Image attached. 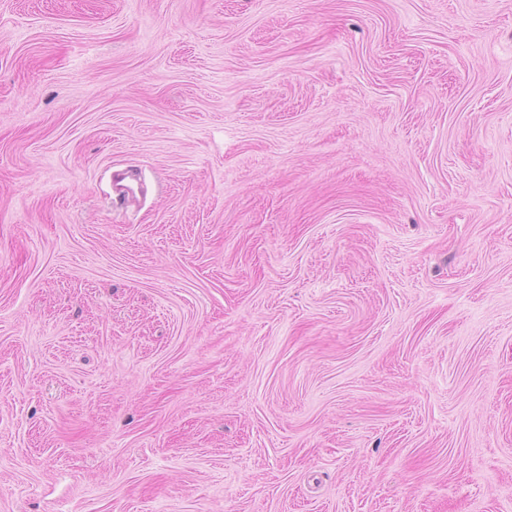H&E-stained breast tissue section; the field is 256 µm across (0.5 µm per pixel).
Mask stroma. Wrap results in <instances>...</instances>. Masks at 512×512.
<instances>
[{
  "label": "stroma",
  "mask_w": 512,
  "mask_h": 512,
  "mask_svg": "<svg viewBox=\"0 0 512 512\" xmlns=\"http://www.w3.org/2000/svg\"><path fill=\"white\" fill-rule=\"evenodd\" d=\"M0 512H512V0H0Z\"/></svg>",
  "instance_id": "stroma-1"
}]
</instances>
